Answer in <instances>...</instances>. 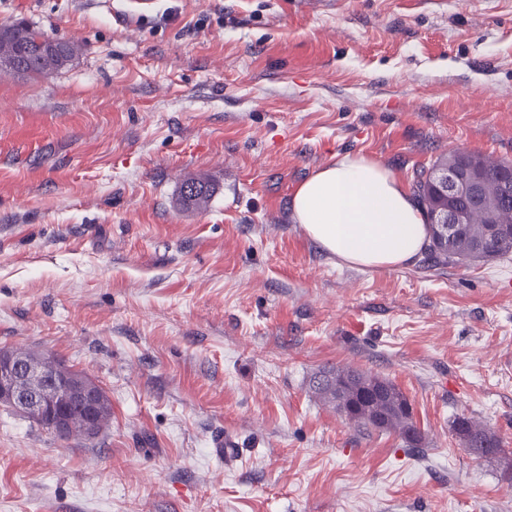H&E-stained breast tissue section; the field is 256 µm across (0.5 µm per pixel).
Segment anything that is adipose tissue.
<instances>
[{"label": "adipose tissue", "instance_id": "obj_1", "mask_svg": "<svg viewBox=\"0 0 512 512\" xmlns=\"http://www.w3.org/2000/svg\"><path fill=\"white\" fill-rule=\"evenodd\" d=\"M290 217L322 251L360 268L409 267L431 236L406 184L360 154H336L306 178Z\"/></svg>", "mask_w": 512, "mask_h": 512}]
</instances>
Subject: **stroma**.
<instances>
[{"label": "stroma", "instance_id": "stroma-1", "mask_svg": "<svg viewBox=\"0 0 512 512\" xmlns=\"http://www.w3.org/2000/svg\"><path fill=\"white\" fill-rule=\"evenodd\" d=\"M126 8L0 0V26L81 45L0 76V140L46 122L0 158V348L112 401L93 440L0 406V512H512V472L452 429L512 451V258L362 270L288 217L338 153L406 183L456 150L512 161V0ZM337 366L395 383L422 451L320 403L310 379ZM453 430L469 455L475 458H496L506 470L512 471L511 455L506 453L502 438L487 424L470 417L458 416Z\"/></svg>", "mask_w": 512, "mask_h": 512}]
</instances>
